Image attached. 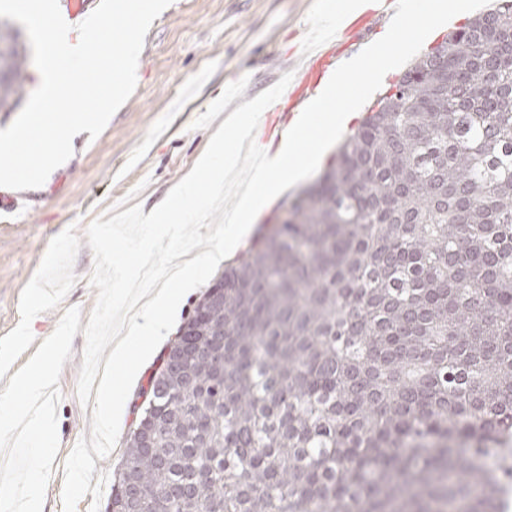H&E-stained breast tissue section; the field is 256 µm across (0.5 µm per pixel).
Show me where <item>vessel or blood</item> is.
<instances>
[{"instance_id": "obj_1", "label": "vessel or blood", "mask_w": 512, "mask_h": 512, "mask_svg": "<svg viewBox=\"0 0 512 512\" xmlns=\"http://www.w3.org/2000/svg\"><path fill=\"white\" fill-rule=\"evenodd\" d=\"M396 0H373L372 9L339 26L335 12H327L318 34L307 38L298 54L293 78L281 97L267 109L265 119L256 130V142H279L291 128L318 88L325 72L336 66L350 45L362 40L378 21L392 17Z\"/></svg>"}]
</instances>
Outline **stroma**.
<instances>
[{
    "mask_svg": "<svg viewBox=\"0 0 512 512\" xmlns=\"http://www.w3.org/2000/svg\"><path fill=\"white\" fill-rule=\"evenodd\" d=\"M342 2L172 0L145 36L134 93L104 131L73 138L71 158L41 187L26 190L27 209L0 208V416L26 404L18 379L30 373L33 358L54 381L47 447L0 427V484L30 492L31 512H104L135 424L139 387L203 294L190 291L175 322L156 328L157 353L134 349L116 362L104 351L119 416L109 428V454L98 453L101 396L84 404L77 395L83 331L98 294L89 283L88 225L131 194L144 210L156 208L228 116L291 67L295 44L318 26L325 6ZM33 464L40 469L34 487ZM79 471L87 485L73 494L69 486Z\"/></svg>",
    "mask_w": 512,
    "mask_h": 512,
    "instance_id": "35a3bbf8",
    "label": "stroma"
}]
</instances>
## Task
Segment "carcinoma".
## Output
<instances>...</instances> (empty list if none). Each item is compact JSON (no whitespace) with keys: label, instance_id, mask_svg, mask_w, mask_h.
Returning <instances> with one entry per match:
<instances>
[{"label":"carcinoma","instance_id":"carcinoma-1","mask_svg":"<svg viewBox=\"0 0 512 512\" xmlns=\"http://www.w3.org/2000/svg\"><path fill=\"white\" fill-rule=\"evenodd\" d=\"M27 47L0 21V112ZM140 389L132 512H496L512 436V0L427 51Z\"/></svg>","mask_w":512,"mask_h":512}]
</instances>
